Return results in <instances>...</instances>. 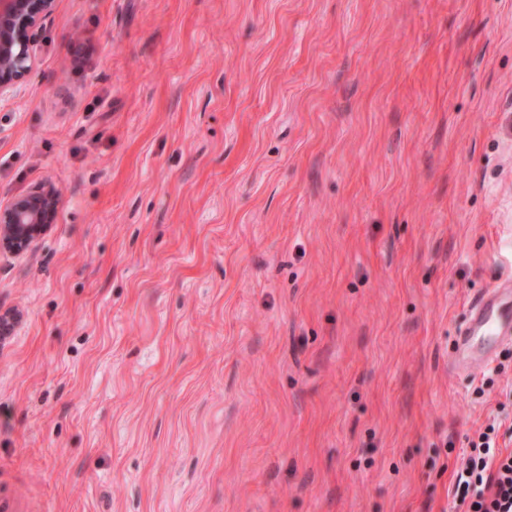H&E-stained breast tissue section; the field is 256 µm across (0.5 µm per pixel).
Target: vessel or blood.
Instances as JSON below:
<instances>
[{
	"label": "vessel or blood",
	"instance_id": "vessel-or-blood-1",
	"mask_svg": "<svg viewBox=\"0 0 512 512\" xmlns=\"http://www.w3.org/2000/svg\"><path fill=\"white\" fill-rule=\"evenodd\" d=\"M512 339V290L495 288L472 306L469 325L455 338L453 360L462 368L488 364L492 349Z\"/></svg>",
	"mask_w": 512,
	"mask_h": 512
}]
</instances>
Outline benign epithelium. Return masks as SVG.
Segmentation results:
<instances>
[{"instance_id":"1","label":"benign epithelium","mask_w":512,"mask_h":512,"mask_svg":"<svg viewBox=\"0 0 512 512\" xmlns=\"http://www.w3.org/2000/svg\"><path fill=\"white\" fill-rule=\"evenodd\" d=\"M54 7L55 0H0V98L19 93L35 73L36 47ZM60 202V192L42 184L0 206V253H21L47 233ZM20 322L19 312L0 310V342Z\"/></svg>"}]
</instances>
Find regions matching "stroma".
Wrapping results in <instances>:
<instances>
[{
	"instance_id": "35a3bbf8",
	"label": "stroma",
	"mask_w": 512,
	"mask_h": 512,
	"mask_svg": "<svg viewBox=\"0 0 512 512\" xmlns=\"http://www.w3.org/2000/svg\"><path fill=\"white\" fill-rule=\"evenodd\" d=\"M0 501L466 512L512 452V0H56L0 100ZM60 202V192L51 184H42L0 206L1 255L21 253L47 233ZM512 339V290L494 288L472 306L469 325L455 338L453 360L461 368H482L500 342ZM472 441L465 466L457 471L455 487L468 494L473 489L468 512H512V453L495 459L487 432Z\"/></svg>"
}]
</instances>
